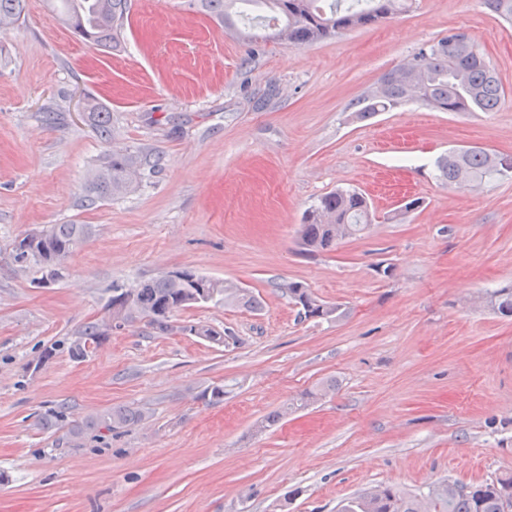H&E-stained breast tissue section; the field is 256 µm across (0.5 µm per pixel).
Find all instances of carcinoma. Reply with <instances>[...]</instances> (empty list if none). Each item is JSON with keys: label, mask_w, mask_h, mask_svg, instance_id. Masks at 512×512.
Returning a JSON list of instances; mask_svg holds the SVG:
<instances>
[{"label": "carcinoma", "mask_w": 512, "mask_h": 512, "mask_svg": "<svg viewBox=\"0 0 512 512\" xmlns=\"http://www.w3.org/2000/svg\"><path fill=\"white\" fill-rule=\"evenodd\" d=\"M61 4L58 17L86 43L99 49L117 46L127 18V0H57ZM248 4L272 9L278 16L273 38L288 32V43L302 46L337 33L360 28L392 18L408 11L412 0H367L361 6L350 0H191L189 6L216 19L244 40L257 35L236 26L237 5ZM493 15L512 22V0H484ZM24 0H0V25L14 24L21 18ZM416 76L413 81L383 75L371 93L358 99L352 116L365 121L408 101H421L443 112H494L504 96V90L494 69L476 49L467 34L448 31L413 59ZM86 118L107 141L112 137L110 113L89 104ZM159 161L128 152L115 151L106 156L86 184L88 200H105L131 192L141 178V170ZM437 178L459 189L474 183L491 182L512 175V161L507 162L479 146L450 150L435 161ZM371 224L366 198L353 188H338L321 197L305 215L300 232V245L306 252H323L341 240L361 235ZM90 234L87 224H51L30 237L28 255L12 250L14 264L22 269L37 268L47 279H56L59 271L52 264L62 265L67 257ZM209 294V300L226 306L256 309L259 301L236 285L210 279L184 270L175 279L164 272L157 278L125 288L115 284L113 292L133 295L125 310L122 326L145 322L160 332L174 329L175 314L192 303L190 294L199 290ZM288 293L300 305L304 317H322L337 312L339 307L328 305L299 283L288 284ZM491 310L503 317H512V288H501L489 296ZM108 337V328L97 322L89 323L78 341L98 345ZM146 413L138 408L116 407L99 415L94 428L109 431L142 423ZM336 512H512V473L501 474L489 481L469 485L448 480L438 481L428 491L410 495L397 488H370L341 500Z\"/></svg>", "instance_id": "obj_1"}]
</instances>
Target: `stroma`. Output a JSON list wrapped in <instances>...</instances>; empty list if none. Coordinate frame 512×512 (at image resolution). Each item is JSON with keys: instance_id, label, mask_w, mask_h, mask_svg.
<instances>
[{"instance_id": "1", "label": "stroma", "mask_w": 512, "mask_h": 512, "mask_svg": "<svg viewBox=\"0 0 512 512\" xmlns=\"http://www.w3.org/2000/svg\"><path fill=\"white\" fill-rule=\"evenodd\" d=\"M452 29L494 67L498 111L410 101L351 119L382 75ZM96 102L111 141L86 120ZM466 146L512 159V26L482 0H414L304 46L246 43L186 0H130L109 54L49 0H26L0 29V512H336L379 484L413 494L512 472V318L484 303L512 286V179L446 187L434 161ZM115 151L160 165L88 204L89 169ZM340 187L367 197L369 230L302 253L306 211ZM70 222L92 232L55 281L12 264L15 241ZM180 269L260 307L198 304L171 332L141 322L70 357L107 321L113 284ZM288 282L340 318H304ZM192 323L223 343L184 333ZM215 385L212 404L201 393ZM61 404L72 422L120 405L147 415L74 440L39 423Z\"/></svg>"}]
</instances>
